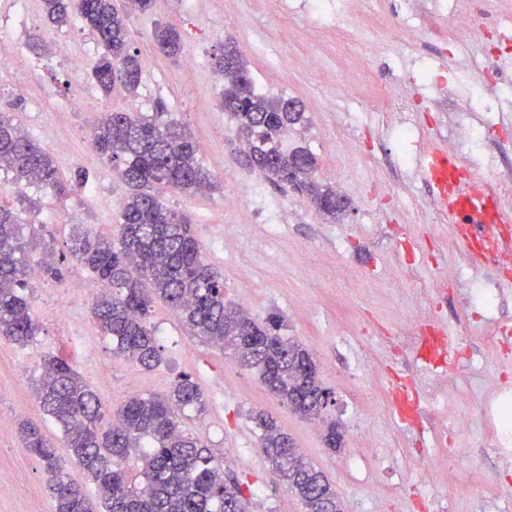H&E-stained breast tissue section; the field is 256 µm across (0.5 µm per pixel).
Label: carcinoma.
<instances>
[{
	"label": "carcinoma",
	"mask_w": 512,
	"mask_h": 512,
	"mask_svg": "<svg viewBox=\"0 0 512 512\" xmlns=\"http://www.w3.org/2000/svg\"><path fill=\"white\" fill-rule=\"evenodd\" d=\"M50 22L62 28L79 18L104 47L92 79L106 93L115 86L138 89L141 64L132 49L128 20L132 13H151L153 0H42ZM160 52L176 58L182 52L178 30L155 23ZM224 80L219 108L236 122L248 151V166L271 182L305 192L328 221L339 219L336 189L318 181L317 161L300 148L281 147V139L300 124L299 102L268 97L255 90L247 62L237 45L224 43L215 58ZM93 149L112 165L128 187L118 236L86 230L73 238L72 258L103 286L92 304L102 335L112 339V354L152 371L162 363V350L147 315L153 299L175 308L194 335L232 351L243 367L257 373L265 388L291 411L319 418L307 394L325 393L308 350L281 334L283 318L273 312L255 322L224 301V279L202 258L191 232V220L160 200L167 187L197 194L214 187L210 172L197 159V146L183 124L160 111L151 116L107 112L94 126ZM0 169L13 180L37 184L58 197L73 193L76 181L60 177L52 156L0 112ZM20 217L0 206V337L23 347L40 332L38 321L21 294L30 265L21 241ZM43 411L62 428L69 460L81 468L103 502V512H247L236 478L209 448L183 429L187 409L201 412L205 399L197 383L185 376L163 396H138L113 415L112 426L100 427L102 404L94 390L64 358L43 361L36 379ZM262 430L264 457L279 481L294 492L305 512H343L335 488L324 474L304 461L288 434L267 415L256 416ZM26 445L48 473L56 512H94L85 492L69 477L65 461L40 428L23 426ZM135 457L139 481H130L124 462Z\"/></svg>",
	"instance_id": "carcinoma-1"
}]
</instances>
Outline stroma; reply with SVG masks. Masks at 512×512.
Here are the masks:
<instances>
[{"mask_svg":"<svg viewBox=\"0 0 512 512\" xmlns=\"http://www.w3.org/2000/svg\"><path fill=\"white\" fill-rule=\"evenodd\" d=\"M316 3L284 0L274 12L266 0H199L193 11L185 0H155L151 14L128 21L142 67L138 90L118 87L107 95L90 76L101 47L88 26L77 18L67 27L53 26L41 0H30L25 13L14 0H0V45L25 57L13 77L0 80V112L12 115L51 154L62 176L88 179L72 196L59 198L0 171V206L21 214L30 261L45 260L62 271L58 280L38 274L27 281L39 336L24 347L0 338V473L13 479L0 495V512H55L50 477L21 434L23 422L40 423L60 455L68 453L35 389L51 356L68 360L113 410L135 395L166 393L191 376L206 407L190 412L185 425L248 485V512H304L265 461L255 423L260 413L275 417L305 460L325 474L344 512H512V468L501 469L492 453L498 438L480 424L478 393L483 374L512 379V361L476 335V325L489 322L492 313L470 297L479 286L512 307V271L476 256L468 281L441 286V271L458 253L449 250L453 235L434 207L442 188L414 165L425 147H444L462 120L480 132L462 156L463 167L479 169L489 157L500 170L512 171V41L493 30L480 46L424 35L397 42L382 28L354 33L348 50L364 57L377 91L405 87L414 134L400 140L393 126L397 113L369 114L362 97L351 94L357 72L337 67L324 48L310 21ZM158 22L176 25L180 57L159 53L153 38ZM228 41L242 51L257 91L303 103L306 120L284 146L309 150L318 161V180L348 199L340 220L327 223L306 195L279 188L246 166L244 140L219 107L224 85L214 59ZM62 45L81 57L79 75L61 57ZM478 55L498 61L497 77L457 83L458 72ZM191 56L199 66L189 74ZM78 92L82 105L70 110L68 101ZM470 99L475 107L465 108ZM113 109L138 115L162 110L190 129L215 186L194 195L165 189L161 197L190 217L204 260L224 277L225 301L260 322L280 314L283 335L308 349L333 395L327 420L290 411L253 371L194 336L177 310L160 301L147 321L162 348V364L146 371L113 356L111 340L90 313L93 293L78 288L92 274L68 249L71 236L84 228L112 236L119 230L127 188L82 135ZM340 134L352 146L334 168ZM366 157L376 163L370 177L362 166ZM250 180L268 202L283 205L279 234H269L262 212L251 208L245 190ZM418 306L429 307L435 327L453 334L451 358L425 363L423 335L403 346L410 311ZM75 336L85 337V345H73ZM330 420L341 434L334 450L325 443ZM364 434L375 443L369 456L358 447ZM431 468L455 472L463 491L427 480Z\"/></svg>","mask_w":512,"mask_h":512,"instance_id":"35a3bbf8","label":"stroma"}]
</instances>
